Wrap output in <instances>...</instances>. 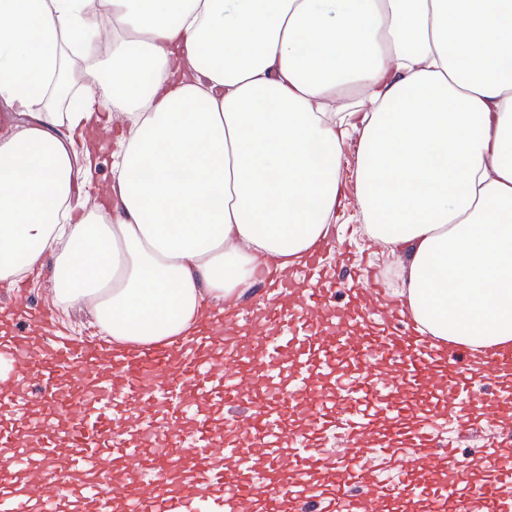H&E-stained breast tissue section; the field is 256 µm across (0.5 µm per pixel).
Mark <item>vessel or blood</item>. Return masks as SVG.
Wrapping results in <instances>:
<instances>
[{"label":"vessel or blood","mask_w":512,"mask_h":512,"mask_svg":"<svg viewBox=\"0 0 512 512\" xmlns=\"http://www.w3.org/2000/svg\"><path fill=\"white\" fill-rule=\"evenodd\" d=\"M354 266L340 255L327 283L284 282L266 307L214 325L188 347H144L133 354L76 347L31 331L30 301L15 294L0 320V446L12 475L0 482V512H238L258 498L262 512H375L378 498L424 502L430 512H512L504 488L512 475L473 488L448 465L450 450L425 427H413L415 393L438 392L462 435L495 419L497 441L478 464L512 462V351L482 360L443 355L411 330L367 321L371 286L346 288ZM348 300L337 309V291ZM381 354L384 393L367 382L340 389L339 369L359 371L367 352ZM500 380L493 398L474 387ZM222 399L231 424L212 421ZM164 412L163 425L128 420L133 401ZM350 425L351 459L398 441V490L366 489L349 464L316 458L312 445L331 421Z\"/></svg>","instance_id":"vessel-or-blood-1"}]
</instances>
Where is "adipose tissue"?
Returning a JSON list of instances; mask_svg holds the SVG:
<instances>
[{
	"label": "adipose tissue",
	"mask_w": 512,
	"mask_h": 512,
	"mask_svg": "<svg viewBox=\"0 0 512 512\" xmlns=\"http://www.w3.org/2000/svg\"><path fill=\"white\" fill-rule=\"evenodd\" d=\"M350 95L371 110H332ZM0 102V285L54 256L57 304L113 342H192L305 265L354 131L417 329L512 349V0H0Z\"/></svg>",
	"instance_id": "ef3b65f1"
}]
</instances>
